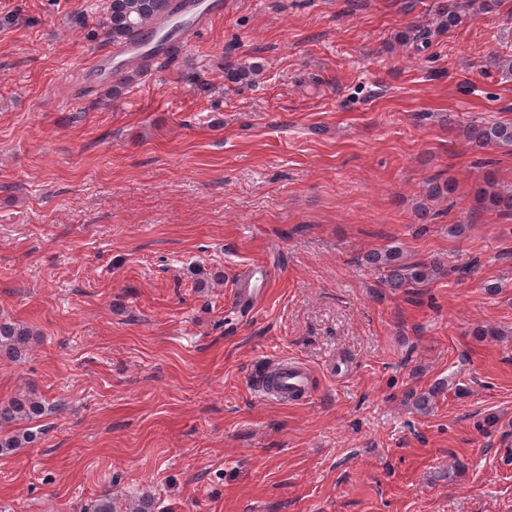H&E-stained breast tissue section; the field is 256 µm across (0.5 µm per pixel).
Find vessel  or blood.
Instances as JSON below:
<instances>
[{
    "label": "vessel or blood",
    "mask_w": 512,
    "mask_h": 512,
    "mask_svg": "<svg viewBox=\"0 0 512 512\" xmlns=\"http://www.w3.org/2000/svg\"><path fill=\"white\" fill-rule=\"evenodd\" d=\"M224 0H173L172 15L156 18L150 31L139 38L114 46L102 63L104 74H112L136 65L143 56L158 59L165 55V44L158 41L156 31H174L183 42H193L202 24L214 15L223 13ZM270 272L266 267L255 266L245 276V286L235 298L241 307L254 306L266 292ZM311 370L303 362L292 358L280 359L277 363L276 385L267 390L270 399L282 401L305 400L310 398Z\"/></svg>",
    "instance_id": "obj_1"
}]
</instances>
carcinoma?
I'll return each instance as SVG.
<instances>
[{
  "instance_id": "carcinoma-1",
  "label": "carcinoma",
  "mask_w": 512,
  "mask_h": 512,
  "mask_svg": "<svg viewBox=\"0 0 512 512\" xmlns=\"http://www.w3.org/2000/svg\"><path fill=\"white\" fill-rule=\"evenodd\" d=\"M496 0H448L438 4L427 22L415 24L395 36L401 45H409L420 51L427 47L436 35L455 28L495 6ZM170 0H110L107 17L102 25L104 34L114 42L127 39L134 31L148 25L165 12ZM260 66L255 63L226 61L224 78L233 84H248L257 79ZM464 137L475 147H498L512 150V119L502 121L473 120L463 127ZM480 204L500 212L512 213V188L501 185L490 171L483 177V186L477 190ZM383 273L382 282L394 290L423 288L441 273L438 266L423 261L403 262L399 250L391 247L370 252L362 257ZM35 333L27 326L0 321V351L17 361L27 353ZM45 407L34 393L13 399L0 406V421L26 420L43 414ZM37 435L23 432L0 437V454L9 453L26 444L35 442ZM93 512H157L156 499L149 492L127 500L116 501L105 493L96 499Z\"/></svg>"
}]
</instances>
